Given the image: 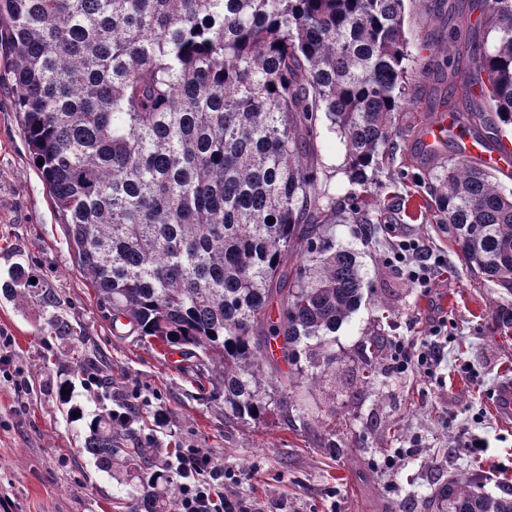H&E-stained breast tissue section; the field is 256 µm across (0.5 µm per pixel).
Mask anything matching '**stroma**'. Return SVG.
Here are the masks:
<instances>
[{
    "mask_svg": "<svg viewBox=\"0 0 512 512\" xmlns=\"http://www.w3.org/2000/svg\"><path fill=\"white\" fill-rule=\"evenodd\" d=\"M445 2L438 19L418 0H405L411 40L433 43L451 28L474 37L476 17L467 0ZM474 73L468 57L452 76L423 53L414 66L405 125L420 129L441 109L465 110L463 79ZM395 191L405 216L387 225L382 244L364 243L360 225L335 227L337 245L356 252L367 284L365 301L336 334L335 383L300 389L305 425H285L275 413L231 421L223 398L191 362L125 334L97 303L31 160L11 76L0 66V287L18 264L35 280L24 296L0 294V355L9 357L8 376L0 375V512H135L137 481L99 469L82 450L85 421L110 412L115 397L133 391L140 409L133 427L142 446L204 449L235 473L224 494L248 512H433L430 501L452 479L493 494L511 488L512 415L496 400L499 385L512 378V326L496 314L512 310V294L481 284L447 238L426 223L421 188L404 179ZM402 240L443 256L430 283H413L408 265L393 261ZM45 292L57 307L41 302ZM59 318L75 337L56 329ZM440 324L447 327L448 346L435 373L395 372L385 349L373 360L374 383H364L360 352L373 330L416 352ZM81 346L110 369L99 386L85 383ZM66 381L81 421H70L60 402ZM333 408L343 421L331 433L324 420ZM470 434L488 441L481 457L460 451ZM331 440L337 452L328 451ZM391 455L396 463L389 467Z\"/></svg>",
    "mask_w": 512,
    "mask_h": 512,
    "instance_id": "1",
    "label": "stroma"
}]
</instances>
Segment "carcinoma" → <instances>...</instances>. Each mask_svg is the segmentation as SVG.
<instances>
[{
  "label": "carcinoma",
  "mask_w": 512,
  "mask_h": 512,
  "mask_svg": "<svg viewBox=\"0 0 512 512\" xmlns=\"http://www.w3.org/2000/svg\"><path fill=\"white\" fill-rule=\"evenodd\" d=\"M492 47L470 42L466 94L490 102L456 125L512 126V0H478ZM404 0H0V60L24 139L69 245L112 324L178 350L211 373L225 417L295 412L303 381L336 371L331 350L364 301L357 254L335 224L382 218L385 187L412 135V62L422 49L455 70L448 31L433 48L404 31ZM340 134L348 189L329 192L324 126ZM425 208L482 282L512 292V193L465 160L416 173ZM296 263H289L290 258ZM31 280L16 266L5 294ZM86 453L109 472L142 473L150 451L100 416ZM140 512H175L139 478ZM437 512H512V490L450 480Z\"/></svg>",
  "instance_id": "obj_1"
}]
</instances>
